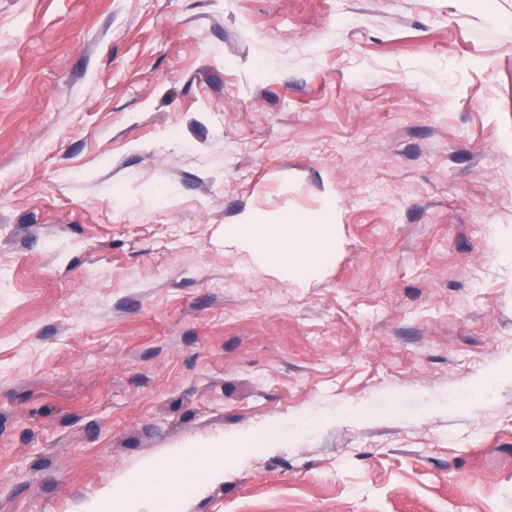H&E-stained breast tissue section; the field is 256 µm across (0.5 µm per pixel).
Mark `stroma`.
<instances>
[{
    "label": "stroma",
    "mask_w": 512,
    "mask_h": 512,
    "mask_svg": "<svg viewBox=\"0 0 512 512\" xmlns=\"http://www.w3.org/2000/svg\"><path fill=\"white\" fill-rule=\"evenodd\" d=\"M269 425L172 512H512V0H0V512ZM334 224H313L299 216H282L263 224H229L225 239L233 241L254 258L269 259L276 271L288 278L307 279L328 263Z\"/></svg>",
    "instance_id": "35a3bbf8"
}]
</instances>
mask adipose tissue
Returning a JSON list of instances; mask_svg holds the SVG:
<instances>
[{
    "instance_id": "ef3b65f1",
    "label": "adipose tissue",
    "mask_w": 512,
    "mask_h": 512,
    "mask_svg": "<svg viewBox=\"0 0 512 512\" xmlns=\"http://www.w3.org/2000/svg\"><path fill=\"white\" fill-rule=\"evenodd\" d=\"M331 233V225L315 224L305 218L288 215L272 223L231 224L225 229L226 238L254 258L271 260L276 271L298 279L311 277L330 261ZM198 464L210 476L224 471L222 455L194 445L177 460L150 465L143 473L131 477L129 483L135 487L161 484L175 496L182 492Z\"/></svg>"
}]
</instances>
